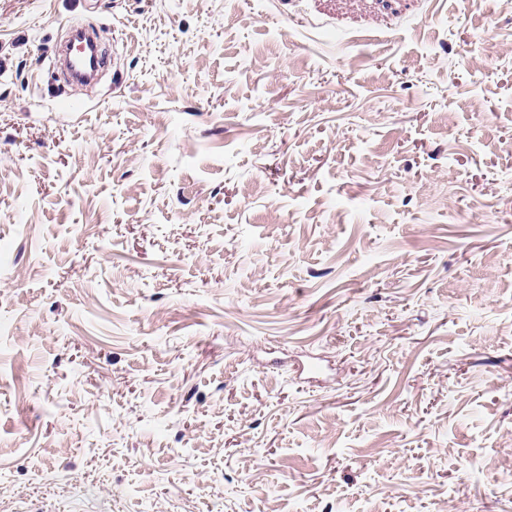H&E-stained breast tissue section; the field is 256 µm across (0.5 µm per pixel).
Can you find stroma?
I'll list each match as a JSON object with an SVG mask.
<instances>
[{
    "mask_svg": "<svg viewBox=\"0 0 512 512\" xmlns=\"http://www.w3.org/2000/svg\"><path fill=\"white\" fill-rule=\"evenodd\" d=\"M0 57V512H512V0H0Z\"/></svg>",
    "mask_w": 512,
    "mask_h": 512,
    "instance_id": "stroma-1",
    "label": "stroma"
}]
</instances>
